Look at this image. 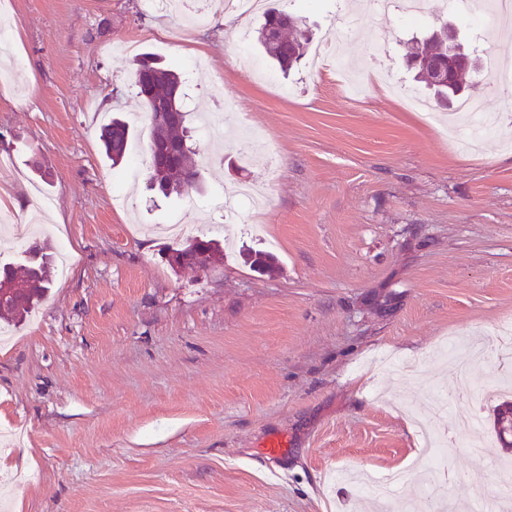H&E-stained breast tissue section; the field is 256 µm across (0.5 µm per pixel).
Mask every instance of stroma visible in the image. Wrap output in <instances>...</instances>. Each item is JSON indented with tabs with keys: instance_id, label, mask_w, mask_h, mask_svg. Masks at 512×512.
<instances>
[{
	"instance_id": "stroma-1",
	"label": "stroma",
	"mask_w": 512,
	"mask_h": 512,
	"mask_svg": "<svg viewBox=\"0 0 512 512\" xmlns=\"http://www.w3.org/2000/svg\"><path fill=\"white\" fill-rule=\"evenodd\" d=\"M427 2L414 23L360 15L350 38L336 17L353 0H272L306 17L314 45L373 63L351 99L310 59L272 64L257 13L228 24L217 9L189 29L145 0H0L14 20L0 47V210L25 229L0 231V263L40 243L69 266L0 334V431L18 435L0 451L10 512H354L335 480L357 471L401 472L397 506L417 499V419L470 415L462 400L438 410L434 392L464 347L495 346L512 322V122L461 149L403 98L428 96L407 53L442 22L481 56L512 59V34ZM243 31L254 75L235 63ZM144 53L185 79L191 113L230 117L218 145L194 135L202 185L187 196L163 197L134 168L150 156L133 89ZM114 117L131 131L117 166L100 140ZM241 127L266 135L274 164L245 162ZM249 183L263 211L233 197ZM175 218L234 249L172 270L160 227ZM255 250L275 271L250 268ZM510 457L496 442L449 448L437 507L500 503L470 476Z\"/></svg>"
}]
</instances>
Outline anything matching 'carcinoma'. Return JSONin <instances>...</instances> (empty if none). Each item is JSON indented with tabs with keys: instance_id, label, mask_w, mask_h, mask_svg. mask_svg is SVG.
<instances>
[{
	"instance_id": "cac0c4a2",
	"label": "carcinoma",
	"mask_w": 512,
	"mask_h": 512,
	"mask_svg": "<svg viewBox=\"0 0 512 512\" xmlns=\"http://www.w3.org/2000/svg\"><path fill=\"white\" fill-rule=\"evenodd\" d=\"M310 41L309 35L302 30L299 19L289 12L270 8L264 13V22L258 30V43L263 53L283 68H288L300 61L306 53ZM427 55L433 59L449 56H463L465 52L448 36L444 27L432 37L414 48L411 57ZM148 71L153 89L150 97L143 98L146 111L154 113L168 107L176 113V118L152 130V133L166 139L180 148V155L174 164L160 169L147 168L149 181L164 194H182L195 188L199 175L197 151L186 145L189 113L184 111L182 99L183 85L178 73L152 64L148 59L138 61ZM468 67L462 64L445 84H435L429 80L426 71H418V78L435 88V93L446 98L460 91ZM130 137L129 127L125 122L114 119L105 125L101 138L106 156L112 164L119 163L126 154ZM217 243L213 239L195 237L166 251L169 265L197 267L207 269L214 260ZM32 260L16 269L5 263L0 266V312L18 322L38 304L47 294L51 285V255L42 253L41 247L32 252ZM250 266L257 272H266L276 267L273 254L256 251L248 255ZM509 405L503 401L493 406V432L501 447H507L506 437L512 435V420L505 417L502 408Z\"/></svg>"
}]
</instances>
